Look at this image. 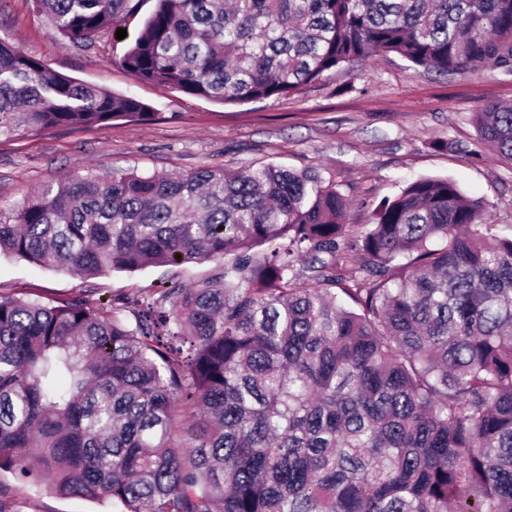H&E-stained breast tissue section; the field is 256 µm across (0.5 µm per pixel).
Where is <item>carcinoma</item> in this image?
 Returning <instances> with one entry per match:
<instances>
[{
  "label": "carcinoma",
  "mask_w": 512,
  "mask_h": 512,
  "mask_svg": "<svg viewBox=\"0 0 512 512\" xmlns=\"http://www.w3.org/2000/svg\"><path fill=\"white\" fill-rule=\"evenodd\" d=\"M31 2L86 46L147 0ZM391 54L512 78V0H155L119 64L233 104ZM156 117L0 41V139ZM472 122L512 163V106ZM348 208L272 163L90 171L0 208V255L40 267L215 262L125 299L133 325L0 295V469L118 512H512V234L450 178L358 229Z\"/></svg>",
  "instance_id": "1"
}]
</instances>
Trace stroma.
<instances>
[{"mask_svg":"<svg viewBox=\"0 0 512 512\" xmlns=\"http://www.w3.org/2000/svg\"><path fill=\"white\" fill-rule=\"evenodd\" d=\"M144 9L126 23L124 39L109 33L82 47L38 18L29 0H0V40L66 75L136 97L157 114L149 124L117 119L100 128H57L0 141V207L91 169L186 172L264 161L333 179L350 202V225L370 223L382 198L396 195L405 181L429 176L455 179L487 200L495 223L512 228V165L487 152L474 155L470 120L483 101H512V81L488 68L426 74L391 56L329 74L287 98L224 105L135 81L119 66L153 6ZM440 140L448 149H435ZM208 270L205 263L169 265L85 279L0 257V293L46 305L86 297L108 307L118 297L154 295L175 283L193 286ZM0 503L7 512H105L97 502L59 495L49 481H23L8 470H0Z\"/></svg>","mask_w":512,"mask_h":512,"instance_id":"obj_1","label":"stroma"}]
</instances>
